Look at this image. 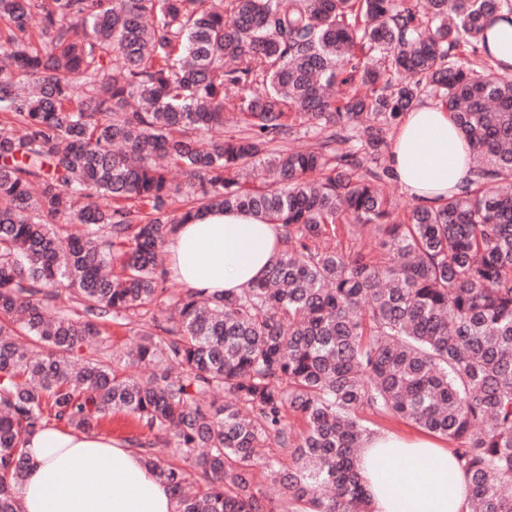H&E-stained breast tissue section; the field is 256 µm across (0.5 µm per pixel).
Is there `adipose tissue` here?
Listing matches in <instances>:
<instances>
[{
	"label": "adipose tissue",
	"instance_id": "1",
	"mask_svg": "<svg viewBox=\"0 0 512 512\" xmlns=\"http://www.w3.org/2000/svg\"><path fill=\"white\" fill-rule=\"evenodd\" d=\"M470 147L441 104L406 112L389 163L417 201L460 193ZM284 228L254 214L211 212L177 224L165 241L169 279L209 294L238 293L263 278ZM21 512H175L165 477L127 441L52 422L26 435ZM359 473L372 512H465L471 490L458 462L434 439L382 432L366 437Z\"/></svg>",
	"mask_w": 512,
	"mask_h": 512
}]
</instances>
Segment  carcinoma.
Masks as SVG:
<instances>
[{
	"mask_svg": "<svg viewBox=\"0 0 512 512\" xmlns=\"http://www.w3.org/2000/svg\"><path fill=\"white\" fill-rule=\"evenodd\" d=\"M511 1L0 0V512L25 435L117 411L177 512H369L365 412L448 440L468 512H512V66L486 36ZM430 93L474 162L398 222L383 129ZM296 121L316 143L284 150ZM234 209L285 228L266 277L165 287L171 226ZM153 309L101 355L100 320Z\"/></svg>",
	"mask_w": 512,
	"mask_h": 512,
	"instance_id": "cac0c4a2",
	"label": "carcinoma"
}]
</instances>
